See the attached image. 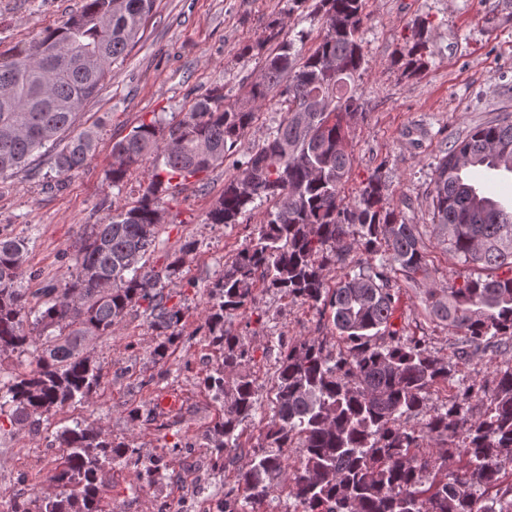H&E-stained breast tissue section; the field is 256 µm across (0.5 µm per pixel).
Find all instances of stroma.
<instances>
[{
	"mask_svg": "<svg viewBox=\"0 0 512 512\" xmlns=\"http://www.w3.org/2000/svg\"><path fill=\"white\" fill-rule=\"evenodd\" d=\"M81 6L82 0H0V53L31 44ZM309 13L295 0H157L140 41L112 64L98 96L80 111L83 125L99 127L95 157L66 175L39 158L0 179V236H29V271L43 283L60 279L82 236L112 210L131 205L153 170L152 157H145L125 188L113 189L107 177L113 142L156 117L166 124L179 121L212 89H223L230 102L243 96L274 47L273 19L284 21L289 37L304 33V48L317 44L320 24ZM365 14L364 61L353 84L365 113L349 125L353 166L343 194L353 199L368 176L381 171L390 204L418 227L430 271L429 278L415 282L392 273L399 296L394 323L401 336L419 340L443 361H455L465 338L433 319L427 291L462 284L478 270L448 254L432 233V172L453 142L479 125L512 116V0H365ZM418 18L427 25L428 66L408 75L391 60L411 49V27ZM285 110L281 98L265 102L232 158L167 199L168 221L158 228L150 265L164 268L184 242L195 244L179 272L165 282L171 303L185 314L167 363L154 362L159 338L146 304L136 305L111 335L91 343L103 379L89 403L62 408L33 438L0 431V493L11 492L23 476L43 481L55 453L54 433L76 418L102 425L113 439L147 454L175 446L167 457L174 469L200 455L196 443L219 413L201 385L214 363L203 328L206 289L248 244L264 211L255 209L228 227L205 223L204 217L225 182L236 176L235 161L282 121ZM224 328L249 348L247 369L268 411L279 340L320 338L329 350L345 347L315 309L262 286L251 304L225 312ZM455 363L457 379L491 384L497 369L512 364V339ZM136 406L143 417L134 428L127 411ZM135 480L134 469H114L108 494L112 512H164L172 504L169 485L134 495L128 487Z\"/></svg>",
	"mask_w": 512,
	"mask_h": 512,
	"instance_id": "stroma-1",
	"label": "stroma"
}]
</instances>
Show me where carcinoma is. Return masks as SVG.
<instances>
[{"label":"carcinoma","instance_id":"cac0c4a2","mask_svg":"<svg viewBox=\"0 0 512 512\" xmlns=\"http://www.w3.org/2000/svg\"><path fill=\"white\" fill-rule=\"evenodd\" d=\"M156 0H84L81 10L49 28L29 48L0 61V177L45 157L60 174L84 168L96 155V127L76 129L85 102L101 90L112 63L139 40ZM322 38L304 54L279 41L245 96L224 102L214 89L163 133L141 123L112 145V187L122 189L146 155L154 169L132 205L116 209L75 252L69 276L41 288L24 281L29 237H0V356L28 357L21 370L0 378V417L17 431L37 432L44 417L86 403L102 379L89 341L112 328L140 301L165 337L162 360L179 336L181 308L168 305L162 278L182 267L195 244L186 242L161 273L146 268L157 227L173 190L224 164L253 127L258 108L279 96L282 122L235 162L238 175L205 214V223L229 226L267 205L258 235L225 264L208 290L205 326L218 357L201 384L220 414L203 435L215 460L212 473L235 468L236 494L224 512H253L287 477L293 512H512V500L485 497L512 471V366L492 385L457 387L448 406L428 414L429 391L451 381L448 363L393 322L398 291L392 267L413 280L426 273L417 225L387 202L378 172L350 202L341 195L353 164L347 121L363 115L351 83L363 61V0H318ZM413 46L394 63L407 73L427 66L425 21L413 23ZM508 164L512 173V120L473 129L435 167L431 191L433 232L453 257L481 270L441 294L427 293L430 315L467 337L458 358L467 361L504 336L512 337V212L495 200L472 197L467 172ZM361 252L378 262L358 264L331 288L326 272ZM299 299L327 319L347 343L334 353L317 338L279 343L272 415L261 420L258 446L240 457L244 423L261 404L251 360L240 337L224 330V312L254 299L256 282ZM50 328L58 333L49 334ZM426 419L417 427L407 419ZM62 470L10 512H104L112 469L136 466L141 449L115 441L102 428L74 421L57 431ZM435 447L420 453L423 442ZM296 453L288 462V451ZM165 479L160 469L137 470L130 492Z\"/></svg>","mask_w":512,"mask_h":512}]
</instances>
